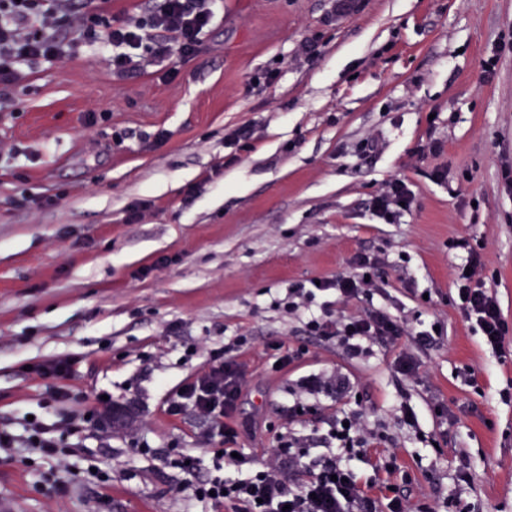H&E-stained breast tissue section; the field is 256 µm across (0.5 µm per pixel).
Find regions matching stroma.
Wrapping results in <instances>:
<instances>
[{
  "instance_id": "stroma-1",
  "label": "stroma",
  "mask_w": 512,
  "mask_h": 512,
  "mask_svg": "<svg viewBox=\"0 0 512 512\" xmlns=\"http://www.w3.org/2000/svg\"><path fill=\"white\" fill-rule=\"evenodd\" d=\"M111 58L86 46L0 85V430L22 438L28 418L56 421L45 382L24 368L71 352L84 357L76 385L90 400L111 392L117 413L78 462L103 482L62 495L35 449L0 447V512H233L174 494L182 474L153 454L210 447L204 423L169 415L166 398L201 367L189 346L229 343L246 366V451L277 447L291 428L320 447L325 419L358 407L387 426L433 512H455L447 498L512 512V402L501 399L512 335L495 355L448 301L464 256L448 242L465 238L481 245L486 286L512 323V186L501 178L512 167V0H216L195 56L125 77ZM88 112L100 119L86 128ZM246 124L249 144L225 143ZM393 179L415 200L383 224L368 201ZM44 196L57 204L39 208ZM141 200L151 208L129 221ZM360 254L383 260L375 304L439 327L417 351V379H397L392 353L349 357L272 306L289 284L349 273ZM162 255L175 263L153 270ZM280 342L302 356L276 373L269 346ZM317 373L341 374L349 391L289 424V391ZM433 398L455 422L430 416ZM405 404L416 425L401 423Z\"/></svg>"
}]
</instances>
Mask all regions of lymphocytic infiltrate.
Instances as JSON below:
<instances>
[{"mask_svg":"<svg viewBox=\"0 0 512 512\" xmlns=\"http://www.w3.org/2000/svg\"><path fill=\"white\" fill-rule=\"evenodd\" d=\"M213 7L214 0H160L148 15L133 19L104 8L82 10L78 0H0V85L21 81L27 70L43 62L75 60L85 45L113 48L112 71L120 76L132 70L135 51L155 60L192 57L201 48V35L213 19ZM413 203L408 185L395 179L372 197L370 207L377 217L392 224L411 211ZM375 264V259L362 255L353 273L290 284L275 306L301 318L308 335L335 340L353 358L410 334L430 340L428 328L411 330L380 307L332 315L334 302L347 304L372 295L376 285L367 275ZM486 270L482 255L467 248L456 267L454 301L489 348L500 354L512 327L485 287ZM187 354L204 355V363L169 400L167 411L173 416L193 413L205 423L207 436L224 440L222 449H209L207 456L182 452L173 458V465L186 476L181 489L190 499L214 507L229 502L236 512H428L427 505H414L410 478L387 484L381 496L374 491V481L360 478L358 466L368 461L375 471L390 476L401 471L396 454L372 460L369 448L378 434L360 411L329 421L325 447H301L292 433L264 458L240 452L241 429L232 414L242 397V365L224 347L201 350L192 346ZM81 362V355L64 354L28 368L29 375L55 380L50 398L60 404L61 411L52 425L28 422L25 443L68 475L90 431L104 428L113 410L112 401L103 399L94 409L84 408L85 396L73 385ZM207 460L212 466L206 471L202 465Z\"/></svg>","mask_w":512,"mask_h":512,"instance_id":"f902f5d3","label":"lymphocytic infiltrate"}]
</instances>
